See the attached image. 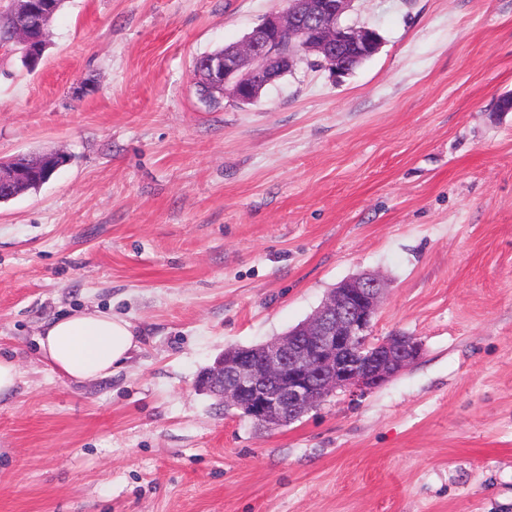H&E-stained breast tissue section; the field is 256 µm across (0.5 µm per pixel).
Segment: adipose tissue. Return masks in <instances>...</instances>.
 Wrapping results in <instances>:
<instances>
[{"instance_id":"1","label":"adipose tissue","mask_w":512,"mask_h":512,"mask_svg":"<svg viewBox=\"0 0 512 512\" xmlns=\"http://www.w3.org/2000/svg\"><path fill=\"white\" fill-rule=\"evenodd\" d=\"M37 343L43 361L84 383L110 376L137 350L139 338L129 320L87 308L43 323Z\"/></svg>"}]
</instances>
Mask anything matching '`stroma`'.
Masks as SVG:
<instances>
[{"label": "stroma", "mask_w": 512, "mask_h": 512, "mask_svg": "<svg viewBox=\"0 0 512 512\" xmlns=\"http://www.w3.org/2000/svg\"><path fill=\"white\" fill-rule=\"evenodd\" d=\"M284 6L66 0L34 69L0 49V161L70 157L0 203V512H512V0H353L351 73L202 102L195 58ZM362 272L414 365L275 431L198 391ZM93 307L139 347L78 384L37 333Z\"/></svg>", "instance_id": "obj_1"}]
</instances>
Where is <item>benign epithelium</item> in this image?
<instances>
[{
  "label": "benign epithelium",
  "mask_w": 512,
  "mask_h": 512,
  "mask_svg": "<svg viewBox=\"0 0 512 512\" xmlns=\"http://www.w3.org/2000/svg\"><path fill=\"white\" fill-rule=\"evenodd\" d=\"M352 2L288 0L285 9L267 14L241 42L194 68L195 84L247 105L304 56L316 57L335 73H349L350 64L336 57L338 49L352 48L362 59L373 56L381 45L375 30L341 23ZM14 4L27 20L15 39L36 61L46 44L42 19L53 10L54 0ZM32 176L24 163L0 164V191ZM384 290L383 281L373 273L351 276L331 289L296 331L269 341L258 356L246 349L219 356L198 383L263 425L279 417L300 418L337 391L355 397L376 389L415 364L423 352L415 336H373Z\"/></svg>",
  "instance_id": "benign-epithelium-1"
}]
</instances>
